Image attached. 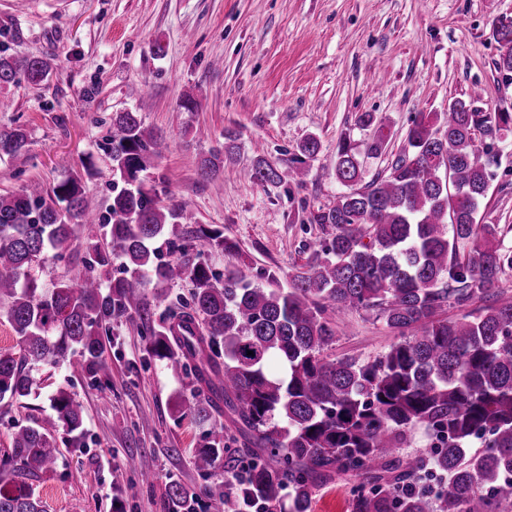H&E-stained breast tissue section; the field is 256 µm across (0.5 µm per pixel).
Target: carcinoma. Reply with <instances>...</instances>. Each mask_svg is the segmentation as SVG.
<instances>
[{
	"label": "carcinoma",
	"instance_id": "carcinoma-1",
	"mask_svg": "<svg viewBox=\"0 0 512 512\" xmlns=\"http://www.w3.org/2000/svg\"><path fill=\"white\" fill-rule=\"evenodd\" d=\"M497 71L512 77V22L496 33ZM49 69L40 58L0 49V87L22 76L39 86ZM481 94L448 101L446 112H421L408 147L368 182L356 146L344 136L334 175L347 191L310 216L328 244L311 273L292 287L252 284L241 270L218 275L214 252L238 246L215 228L186 231L188 205H165L143 178L162 136L138 112L112 114L107 151L114 176L106 213L89 209L82 175L50 189L30 182L0 195V317L16 334L19 355L0 351V407L31 394V372L72 355L74 371L111 389L103 336L122 321L148 340V355L192 375L207 402L183 400L180 416L211 419L222 405L234 430H206L194 467L207 474L223 460L234 476L237 507L264 503L269 512H311L318 492L335 480L351 484L348 512H509L512 508V294L496 285L512 270V245L497 224L477 220L497 157L486 139L512 132V109H479ZM235 136L200 161L214 180L233 161ZM21 126L0 127V159L27 151ZM321 149L309 136L281 169L254 159L251 179L273 185L296 179ZM98 225L100 237L81 240ZM85 250L62 280L43 286L34 266ZM123 275L103 277L114 262ZM187 281L156 324L148 286ZM482 302L476 312L444 316ZM369 313L398 337L372 360L330 357L336 318ZM276 357L284 372L270 374ZM54 415L15 425L0 455V512H45L25 482L55 469L59 430L66 447L87 449L82 406L67 392L51 398ZM422 428L438 444L407 454ZM231 440L236 447L226 445ZM478 448H473V445ZM447 477L437 493L423 477ZM291 489L289 503L283 491ZM168 512H225L217 486L188 493L166 487Z\"/></svg>",
	"mask_w": 512,
	"mask_h": 512
}]
</instances>
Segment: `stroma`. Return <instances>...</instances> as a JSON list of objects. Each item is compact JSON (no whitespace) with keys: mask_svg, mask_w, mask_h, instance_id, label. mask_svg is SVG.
<instances>
[{"mask_svg":"<svg viewBox=\"0 0 512 512\" xmlns=\"http://www.w3.org/2000/svg\"><path fill=\"white\" fill-rule=\"evenodd\" d=\"M512 18V0H0V46L39 57L47 80L0 88V126L29 132L27 154L0 160V194L30 181L52 186L92 158L87 200L104 210L114 178L104 147L113 113L140 110L167 147L150 177L164 186L165 204L189 202L195 224L217 228L239 252L215 253L217 272L238 268L266 286L307 272L322 238L309 215L344 187L333 174L336 143L350 134L370 142L357 123L372 113L390 133L378 156L360 153L365 179L383 172L406 145L419 112H443L453 98L480 89L484 106L512 102V83L494 68L498 20ZM194 111L180 109L185 97ZM235 132L237 162L223 177L203 179L199 162ZM322 145L300 183H252L251 161L286 166L307 136ZM499 165L479 215L512 224V136L497 141ZM105 356L112 393L67 367L34 372L36 393L0 411V451L10 446L13 420L50 413L57 389L85 411L88 448L63 449L54 472L34 481L47 512H113L112 482L120 480L124 512H165L166 484L192 493L228 487L230 472L202 478L193 456L204 424L179 419L175 406L191 397L192 379L148 357L147 339L122 323ZM395 337L364 313L336 323L335 355L371 359ZM140 468L122 471L128 452ZM150 480H143V473Z\"/></svg>","mask_w":512,"mask_h":512,"instance_id":"1","label":"stroma"}]
</instances>
